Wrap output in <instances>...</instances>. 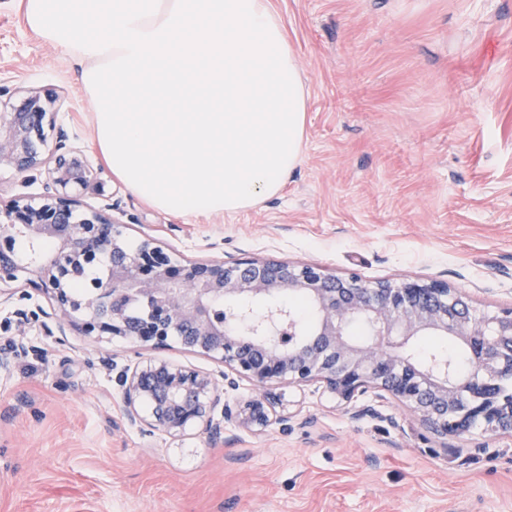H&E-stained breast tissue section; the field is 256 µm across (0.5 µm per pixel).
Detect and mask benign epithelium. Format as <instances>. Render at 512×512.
Instances as JSON below:
<instances>
[{
    "mask_svg": "<svg viewBox=\"0 0 512 512\" xmlns=\"http://www.w3.org/2000/svg\"><path fill=\"white\" fill-rule=\"evenodd\" d=\"M57 112L56 99L34 89L0 107V164L24 177L46 176L41 195L0 209V286L45 294L52 309L43 316L62 334L72 328L158 352L112 364L128 421L174 439L193 429L214 438L225 420L258 431L272 421L273 388L318 382L342 401L383 391L437 437L461 435L474 422L488 434L512 435V397L500 389L512 376V307L480 312L442 280L366 287L354 274L327 275L315 264L189 259L148 234L132 247L112 204L80 210L78 197L100 188L103 169L70 146ZM78 272L85 273L82 294L74 291ZM287 291L305 296L315 311L312 333L277 301ZM253 299L268 301L265 313L254 311ZM355 322L371 341L350 338ZM425 333L460 340L469 368L458 375L444 356L408 353ZM173 342L223 370L215 375L159 356ZM240 379L256 395L224 403V389Z\"/></svg>",
    "mask_w": 512,
    "mask_h": 512,
    "instance_id": "obj_1",
    "label": "benign epithelium"
}]
</instances>
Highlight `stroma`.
<instances>
[{
  "mask_svg": "<svg viewBox=\"0 0 512 512\" xmlns=\"http://www.w3.org/2000/svg\"><path fill=\"white\" fill-rule=\"evenodd\" d=\"M304 82V155L281 192L234 215L175 216L105 170L68 53L0 0V86L52 93L103 168L129 241L188 258L315 263L379 281H448L512 307V0H272ZM23 288L0 304V512H512V437L436 438L390 397L285 390L291 419L220 438L122 417L126 340L48 330ZM30 321L19 327V313Z\"/></svg>",
  "mask_w": 512,
  "mask_h": 512,
  "instance_id": "1",
  "label": "stroma"
}]
</instances>
